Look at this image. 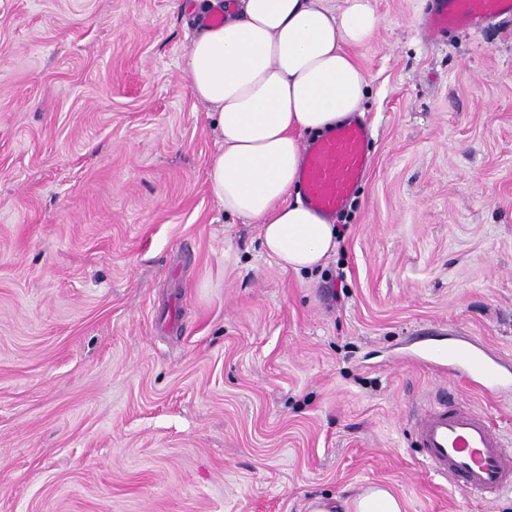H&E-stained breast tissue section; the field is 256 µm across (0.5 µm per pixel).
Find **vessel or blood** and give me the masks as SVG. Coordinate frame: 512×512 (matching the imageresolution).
Segmentation results:
<instances>
[{
  "label": "vessel or blood",
  "instance_id": "obj_1",
  "mask_svg": "<svg viewBox=\"0 0 512 512\" xmlns=\"http://www.w3.org/2000/svg\"><path fill=\"white\" fill-rule=\"evenodd\" d=\"M504 14L512 15V0H439L426 28L436 37L467 32ZM368 143L366 124L355 119L305 144L299 188L309 208L326 217L345 209L369 167ZM436 356L461 363L483 390L499 387L504 378L502 363L479 350L443 348ZM414 429L428 464L464 493L512 490V443L478 410L442 405L418 414Z\"/></svg>",
  "mask_w": 512,
  "mask_h": 512
}]
</instances>
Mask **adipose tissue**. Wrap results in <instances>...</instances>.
Returning <instances> with one entry per match:
<instances>
[{"label":"adipose tissue","instance_id":"adipose-tissue-1","mask_svg":"<svg viewBox=\"0 0 512 512\" xmlns=\"http://www.w3.org/2000/svg\"><path fill=\"white\" fill-rule=\"evenodd\" d=\"M219 0H196V33L185 72L212 117L220 148L206 177L228 214L256 221L263 252L301 271L323 265L337 230L295 200L301 137L334 128L361 111L366 73L353 54L375 35L371 0H231L223 23H207ZM344 512H406L373 485Z\"/></svg>","mask_w":512,"mask_h":512}]
</instances>
